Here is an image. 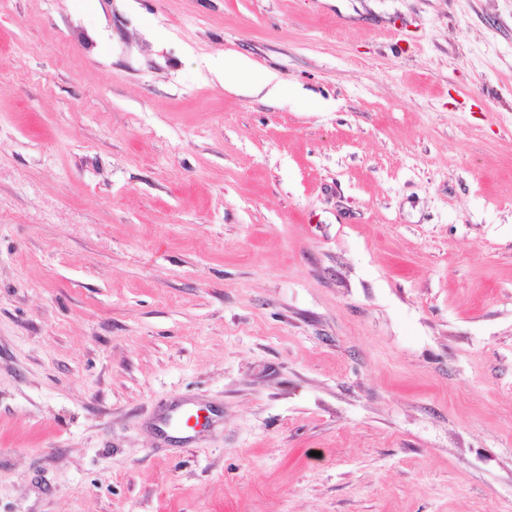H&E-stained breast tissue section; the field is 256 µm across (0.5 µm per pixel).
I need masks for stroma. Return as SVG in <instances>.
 Instances as JSON below:
<instances>
[{"label": "stroma", "mask_w": 512, "mask_h": 512, "mask_svg": "<svg viewBox=\"0 0 512 512\" xmlns=\"http://www.w3.org/2000/svg\"><path fill=\"white\" fill-rule=\"evenodd\" d=\"M0 512H512V0H0ZM234 85L250 95H259L265 91L264 98L277 96L283 91L281 82L273 74L263 81L255 80L251 67L243 60L235 63Z\"/></svg>", "instance_id": "obj_1"}]
</instances>
